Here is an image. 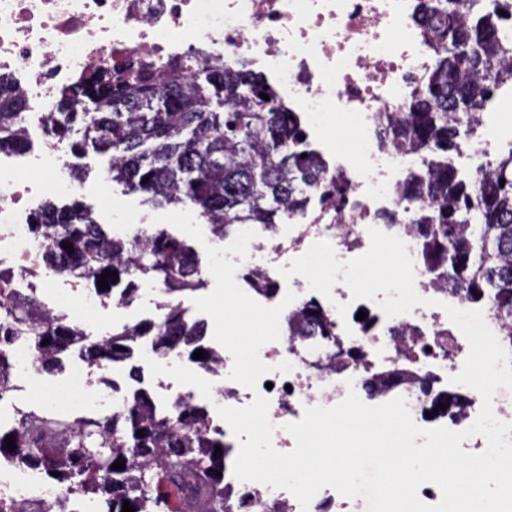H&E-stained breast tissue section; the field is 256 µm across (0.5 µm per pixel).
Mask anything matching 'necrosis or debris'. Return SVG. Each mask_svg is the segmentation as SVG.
<instances>
[{"label": "necrosis or debris", "instance_id": "necrosis-or-debris-1", "mask_svg": "<svg viewBox=\"0 0 512 512\" xmlns=\"http://www.w3.org/2000/svg\"><path fill=\"white\" fill-rule=\"evenodd\" d=\"M423 0H0V80L15 92L24 112L53 111L61 92L74 90L85 72L104 64L187 59L249 61L272 82L307 129L343 143L344 162L332 165L342 198L336 205L306 211L295 234H268L248 246L253 269L278 279L280 261L305 253L312 236L328 234L339 260L363 255L377 214L398 203L397 187L408 174L410 157L402 148L384 147L375 128L401 111L431 71L433 56L422 37ZM480 135L468 142L465 158L489 169L504 139H512V94L497 111L482 115ZM42 174L21 182L0 162V252H7L19 277H26L41 250L27 225L28 203L80 186L73 168L59 169L62 141L42 134ZM415 286L430 307L389 317L371 300L352 299L344 283L332 289L328 313L347 304L336 333L311 341H276L263 346L264 363L287 361L289 374L273 372L264 395L275 425L273 445L291 451L286 424L299 421L308 406H332L355 388L367 405L385 403L363 389L367 373L400 366L432 376L439 389L453 391L449 376L460 372L469 344L441 309V302L466 308L459 296L437 287L422 265ZM365 319H358V312ZM361 350L365 365L326 364L338 348ZM264 497L286 502L288 512H365L363 499L332 488L317 493L308 509L288 491L261 487Z\"/></svg>", "mask_w": 512, "mask_h": 512}]
</instances>
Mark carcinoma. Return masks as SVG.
<instances>
[{"instance_id": "cac0c4a2", "label": "carcinoma", "mask_w": 512, "mask_h": 512, "mask_svg": "<svg viewBox=\"0 0 512 512\" xmlns=\"http://www.w3.org/2000/svg\"><path fill=\"white\" fill-rule=\"evenodd\" d=\"M501 11L511 16L512 0H498L492 10L486 0H430L422 29L433 69L405 111L377 128L376 136L383 146L410 148L422 166L410 167L398 187L404 207L381 220L411 225L427 273L468 302L490 304L504 324L503 342L511 345L512 144L492 171L474 179L462 177L452 158L463 142L477 137L478 109L512 84V66H506L512 62V30L502 26ZM192 68L204 83L191 79ZM80 92L81 111H74L64 92L59 111L46 115L52 133L76 151L91 146L110 154L108 178L145 194L154 207L190 200L219 239L243 224L273 231L304 214L315 196L322 205L341 198L338 182L326 178L327 161L309 148L299 113L288 111L278 91L244 59L222 66L199 56L177 64L104 65L81 80ZM17 108L18 103L0 99V147L9 150L19 146L12 136L20 123ZM30 232L44 245L45 268L87 280L103 300L123 283L117 304L132 301L142 280L161 285L170 299L160 318L89 341L68 315L13 287V270L0 267V297L11 300L0 306V397L11 390L8 352L20 340L37 353V371L48 375L62 370L64 356L79 347L83 360L100 371L98 383L114 391L111 367L131 358L128 342L145 336L162 353L191 358L201 349L205 358L196 363L220 370L224 356L203 343L205 323L172 300L206 285L186 241L163 229L117 237L77 202L44 203ZM65 241L73 252L62 246ZM107 270L118 278L106 279L109 287L101 291L97 280ZM246 278L263 296L278 291L256 270ZM286 325L290 336L335 335V322L314 299L288 313ZM396 372L397 382L377 375L365 380L366 388L387 392L410 380L405 370ZM419 387L432 395V407L443 403L448 413H462V395L436 393L428 381ZM38 421L24 414L14 426L0 429V460L43 471L62 493L52 502L25 505L0 499V512H67L65 502L74 495L100 497L103 512H122L125 501L135 512H154L151 506L168 507L172 500V512H253L256 505L261 512H287L278 502L225 482L232 446L212 427L207 408L191 399L173 411L161 410L138 388L109 415L61 423L53 430L52 446L36 439L45 431ZM8 436L14 437L12 451ZM117 460L125 468L112 469Z\"/></svg>"}]
</instances>
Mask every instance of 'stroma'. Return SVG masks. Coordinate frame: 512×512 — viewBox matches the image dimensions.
Listing matches in <instances>:
<instances>
[{
	"instance_id": "obj_1",
	"label": "stroma",
	"mask_w": 512,
	"mask_h": 512,
	"mask_svg": "<svg viewBox=\"0 0 512 512\" xmlns=\"http://www.w3.org/2000/svg\"><path fill=\"white\" fill-rule=\"evenodd\" d=\"M64 158L70 165L86 170L88 178L76 197L95 215H106L112 234H119V224L126 218L141 222L143 226H150L152 217L157 214L156 209L142 204L141 194L127 192L123 186L107 180L108 156L93 151L77 156L68 150L65 151ZM32 286L37 288L40 300L48 307L57 312L72 314L73 309L69 300L72 287L67 278L41 274L33 281L25 280L19 284L23 290ZM164 299L162 292L140 288L129 304L120 306L113 302L108 307L84 314L82 328L89 339H98L123 323L154 317L158 313L160 302ZM146 346V339H137L132 344L131 363L116 364L111 370L110 377L116 383L119 393H132L133 388L127 379V372L133 365L140 370L143 389L161 408L170 406L172 392L194 390L195 401L200 404L204 401L203 391L223 386V374L206 371L185 355L178 357L173 368L165 371L159 369L145 358ZM12 385L15 389L12 401L0 404V415L7 418L11 417L12 410L16 407L41 417L49 416L67 421L73 420L79 414L96 417L110 414L112 411L109 403L99 401L76 411L61 397L56 398L54 405H47L42 393L36 389L29 371L23 368L15 370Z\"/></svg>"
}]
</instances>
